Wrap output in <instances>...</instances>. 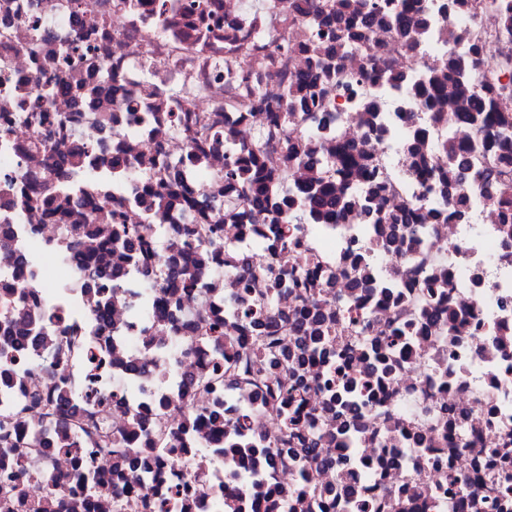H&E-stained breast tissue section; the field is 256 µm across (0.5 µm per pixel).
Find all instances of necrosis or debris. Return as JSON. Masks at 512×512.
Here are the masks:
<instances>
[{
	"label": "necrosis or debris",
	"instance_id": "4bbe7bcc",
	"mask_svg": "<svg viewBox=\"0 0 512 512\" xmlns=\"http://www.w3.org/2000/svg\"><path fill=\"white\" fill-rule=\"evenodd\" d=\"M310 2L79 0L74 9L70 0H0V184H12L0 193V224L13 231L0 237V300L6 286L23 285L38 306L56 307L50 335L78 328L94 341L96 368L75 360L62 376L71 406L94 412L112 434L108 449L91 433L81 441L104 475L99 512L119 498L124 512H152L176 491L194 502L176 512H222L228 502L237 512H371L376 499L385 512H512V464L493 467L488 458L512 435V225L492 184L476 187L449 171L447 152L435 147L445 138L492 139L491 130L455 122L477 81L443 65L472 47L499 61L504 16L469 0H420L424 25L403 39L390 20L361 17L360 0H344L361 36L332 53L309 37ZM100 18L105 27H95ZM71 46L81 55L59 67ZM322 62L330 75L318 80L312 110L286 119L301 76ZM58 72L69 93L50 97L31 123L38 80ZM259 139L258 164L276 186L310 184L348 149L356 166L340 193L377 192L384 209L410 210L419 224L369 222L353 202L338 223L308 224L290 216L277 191L255 208L224 171L246 163ZM75 152L100 179L80 188L64 215L40 203L19 209L20 196L71 182ZM159 159L179 165L182 183L150 239L153 276L127 272L99 311L81 297L78 260L66 261L72 298L53 303L43 267L16 262L23 229L36 231L46 259L78 249L107 265L85 227L110 210L123 223H147L131 199L154 188L148 170ZM424 168L442 176L434 190L418 177ZM462 193L471 198L464 221L452 206ZM185 232L207 271L173 283L166 258ZM283 249L290 271L279 275L269 310L282 351L268 371L310 387L300 407L232 373L258 339L239 315L245 285ZM315 262L311 294L300 301L291 275ZM306 312L330 330L321 348L295 329ZM214 320L224 324V383L181 391L182 375L210 366L213 351L198 334ZM391 332L399 340L388 350ZM50 382L35 364L0 368V411L48 395ZM91 387L110 400L89 407ZM242 418L248 451L232 438ZM292 419L310 429L316 464L288 443ZM159 426L178 427L174 452L155 448ZM115 446L138 461L123 478L107 475ZM24 466L23 499L0 502V512H34L49 489L45 474L65 477L73 461L34 452ZM349 474L357 478L351 497L342 490Z\"/></svg>",
	"mask_w": 512,
	"mask_h": 512
}]
</instances>
